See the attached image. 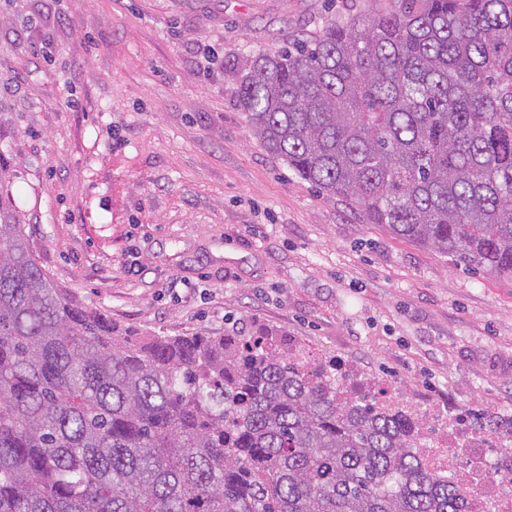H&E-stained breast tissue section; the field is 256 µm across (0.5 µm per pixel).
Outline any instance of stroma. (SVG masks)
<instances>
[{
  "mask_svg": "<svg viewBox=\"0 0 512 512\" xmlns=\"http://www.w3.org/2000/svg\"><path fill=\"white\" fill-rule=\"evenodd\" d=\"M375 0H0V151L54 282L140 335L294 339L512 432V278L294 176L226 70Z\"/></svg>",
  "mask_w": 512,
  "mask_h": 512,
  "instance_id": "1",
  "label": "stroma"
}]
</instances>
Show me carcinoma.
I'll return each instance as SVG.
<instances>
[{"instance_id":"1","label":"carcinoma","mask_w":512,"mask_h":512,"mask_svg":"<svg viewBox=\"0 0 512 512\" xmlns=\"http://www.w3.org/2000/svg\"><path fill=\"white\" fill-rule=\"evenodd\" d=\"M299 178L512 277V0H388L231 71ZM0 152V512H468L419 424L259 335L132 336L27 246Z\"/></svg>"}]
</instances>
